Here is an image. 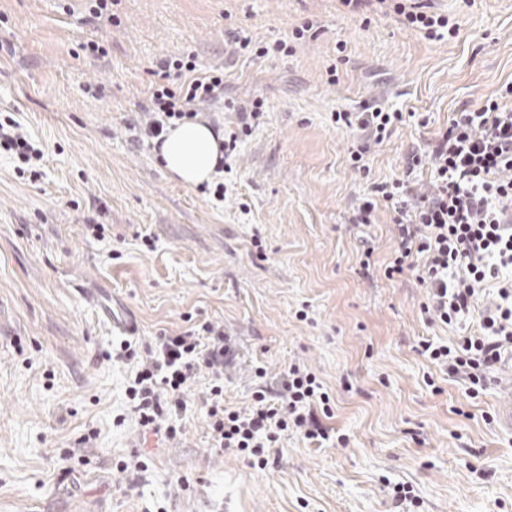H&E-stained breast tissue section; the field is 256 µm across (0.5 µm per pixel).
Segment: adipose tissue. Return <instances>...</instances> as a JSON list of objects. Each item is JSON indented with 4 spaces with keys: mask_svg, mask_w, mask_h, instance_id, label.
I'll return each mask as SVG.
<instances>
[{
    "mask_svg": "<svg viewBox=\"0 0 512 512\" xmlns=\"http://www.w3.org/2000/svg\"><path fill=\"white\" fill-rule=\"evenodd\" d=\"M168 174L186 186L214 180L219 155V139L210 127L185 120L168 128L160 149Z\"/></svg>",
    "mask_w": 512,
    "mask_h": 512,
    "instance_id": "obj_1",
    "label": "adipose tissue"
}]
</instances>
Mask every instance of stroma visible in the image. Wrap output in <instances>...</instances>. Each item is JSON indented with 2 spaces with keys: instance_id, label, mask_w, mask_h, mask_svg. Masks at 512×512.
<instances>
[{
  "instance_id": "1",
  "label": "stroma",
  "mask_w": 512,
  "mask_h": 512,
  "mask_svg": "<svg viewBox=\"0 0 512 512\" xmlns=\"http://www.w3.org/2000/svg\"><path fill=\"white\" fill-rule=\"evenodd\" d=\"M426 4L454 35L432 40L393 10L340 0H119L92 24L86 0H0V111L44 153L35 181L0 158V512H398L395 483L412 487L416 512H512L506 393L470 399L415 351L455 332L424 323L414 272L385 277L390 213L353 221L374 184L426 183L408 153L512 83V0ZM240 31L290 51L236 53ZM92 40L108 57L84 50ZM189 52L223 67L225 101L268 106L221 203L172 180L128 129L156 63ZM376 102L405 119L359 172L357 135L332 115ZM114 314L140 352L223 322L239 353L224 381L232 409L249 405L255 367L308 366L348 445L292 435L262 471L218 454L204 373L175 438L140 427L133 366L110 357L125 337ZM135 458L143 469L122 470Z\"/></svg>"
}]
</instances>
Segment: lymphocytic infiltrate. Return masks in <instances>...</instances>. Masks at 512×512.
<instances>
[{
    "instance_id": "lymphocytic-infiltrate-1",
    "label": "lymphocytic infiltrate",
    "mask_w": 512,
    "mask_h": 512,
    "mask_svg": "<svg viewBox=\"0 0 512 512\" xmlns=\"http://www.w3.org/2000/svg\"><path fill=\"white\" fill-rule=\"evenodd\" d=\"M183 75L179 85L171 72ZM142 117L135 127L141 141L159 138L176 122L204 117L224 102V69H199L194 54L164 59ZM235 126L221 142L219 164L235 160L244 138L264 120L267 107L254 99L234 105ZM403 114L380 106L339 112L337 125L366 132L381 144L401 123ZM0 155L22 164L43 153L13 117L0 121ZM409 168H425L421 186L394 180L376 184L359 209V221L372 223L377 209L393 214L397 246L384 274L416 273L426 290L421 306L426 323L447 326L472 316L476 326L450 343L421 338L417 351L454 381L464 383L469 398H478L491 374L512 358V86L488 98L479 108L464 109L451 119L431 151L410 155ZM31 177H39L33 169ZM495 296H488V288ZM235 348L220 322L199 330L161 334L154 350L139 359L127 395L140 426L177 433L186 410V395L199 372L211 386L203 401L212 446L218 453H245L254 466L266 468L282 437L298 433L320 445L330 438L331 395L307 367L290 365L275 386L254 391L245 410L224 404V374L235 363Z\"/></svg>"
}]
</instances>
